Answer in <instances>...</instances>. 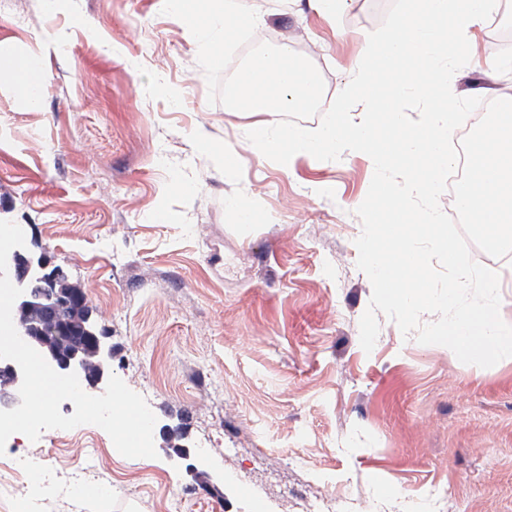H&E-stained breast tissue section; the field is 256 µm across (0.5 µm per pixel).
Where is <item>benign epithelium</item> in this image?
Segmentation results:
<instances>
[{
  "mask_svg": "<svg viewBox=\"0 0 512 512\" xmlns=\"http://www.w3.org/2000/svg\"><path fill=\"white\" fill-rule=\"evenodd\" d=\"M7 274L14 285L23 289L13 305L18 334L40 352L56 372H73L84 387L103 393L112 374V347L96 324L88 323L83 328L84 335L74 338L69 351L49 349L50 335L66 330L64 313L86 302L85 295L59 288L64 269L53 264L45 252H36L28 246L9 253ZM21 382L19 366L12 360L0 359V410H10L21 403Z\"/></svg>",
  "mask_w": 512,
  "mask_h": 512,
  "instance_id": "7a95c632",
  "label": "benign epithelium"
}]
</instances>
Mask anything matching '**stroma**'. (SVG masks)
I'll return each instance as SVG.
<instances>
[{
	"mask_svg": "<svg viewBox=\"0 0 512 512\" xmlns=\"http://www.w3.org/2000/svg\"><path fill=\"white\" fill-rule=\"evenodd\" d=\"M250 2L256 38L316 62L326 107L391 5L348 0L331 19L311 0ZM162 5L0 0V66L39 57L46 85L34 110L0 78V218L85 292L113 374L199 460L189 471L159 434L156 458L130 459L90 424L23 436L50 456L41 512H512V357L465 364L383 314L362 349L372 285L356 210L371 162L347 151L284 170L260 155L246 132L264 113L209 104L192 35ZM490 31L474 29L457 96L493 100ZM227 150L240 155L228 174ZM90 454L102 502L60 487Z\"/></svg>",
	"mask_w": 512,
	"mask_h": 512,
	"instance_id": "obj_1",
	"label": "stroma"
}]
</instances>
